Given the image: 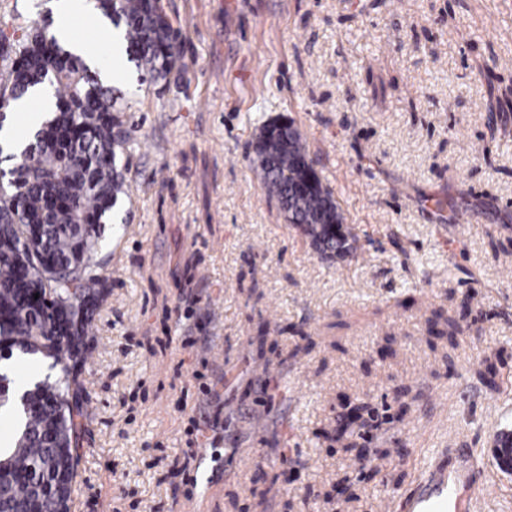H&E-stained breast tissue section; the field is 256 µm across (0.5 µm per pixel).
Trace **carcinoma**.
I'll list each match as a JSON object with an SVG mask.
<instances>
[{"mask_svg": "<svg viewBox=\"0 0 512 512\" xmlns=\"http://www.w3.org/2000/svg\"><path fill=\"white\" fill-rule=\"evenodd\" d=\"M112 23L124 26L125 52L153 84L168 82L180 55V33L161 0H95ZM49 23L0 28V105L38 85L54 88V115L41 137L21 153L14 175L0 183V358L13 353L51 360L55 374L20 399L29 407L24 428L0 446V512H70L80 461L87 336L103 300L104 279L92 256L100 225L128 195L120 163L133 131L122 97L76 54L49 34ZM257 166L270 196L291 224H311L324 237L345 223L333 191L317 182L303 196L289 186L314 171L305 143L291 151L280 125L262 127ZM39 299H34V295ZM0 412L12 413L13 380L0 375Z\"/></svg>", "mask_w": 512, "mask_h": 512, "instance_id": "1", "label": "carcinoma"}]
</instances>
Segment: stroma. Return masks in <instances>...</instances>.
I'll return each instance as SVG.
<instances>
[{"label": "stroma", "instance_id": "obj_1", "mask_svg": "<svg viewBox=\"0 0 512 512\" xmlns=\"http://www.w3.org/2000/svg\"><path fill=\"white\" fill-rule=\"evenodd\" d=\"M165 89L93 258L71 512H405L448 438L512 512V0H162ZM292 120L356 254L323 259L251 162ZM466 210L458 224L431 199ZM496 367L494 385L482 376ZM367 427L333 433L345 404ZM347 495L337 498V484ZM493 458L500 470L512 473V435H501L492 448Z\"/></svg>", "mask_w": 512, "mask_h": 512}]
</instances>
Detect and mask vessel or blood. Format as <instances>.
<instances>
[{
  "label": "vessel or blood",
  "mask_w": 512,
  "mask_h": 512,
  "mask_svg": "<svg viewBox=\"0 0 512 512\" xmlns=\"http://www.w3.org/2000/svg\"><path fill=\"white\" fill-rule=\"evenodd\" d=\"M458 467L444 472L429 466L411 503L413 512H471L472 494L489 495V482L474 483V467L466 449L458 451Z\"/></svg>",
  "instance_id": "vessel-or-blood-1"
}]
</instances>
